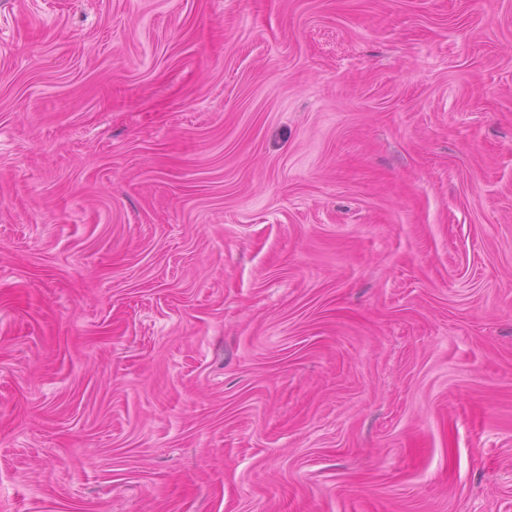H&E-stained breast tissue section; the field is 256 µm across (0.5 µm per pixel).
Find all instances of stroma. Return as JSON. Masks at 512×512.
Returning a JSON list of instances; mask_svg holds the SVG:
<instances>
[{"instance_id":"1","label":"stroma","mask_w":512,"mask_h":512,"mask_svg":"<svg viewBox=\"0 0 512 512\" xmlns=\"http://www.w3.org/2000/svg\"><path fill=\"white\" fill-rule=\"evenodd\" d=\"M0 512H512V0H0Z\"/></svg>"}]
</instances>
